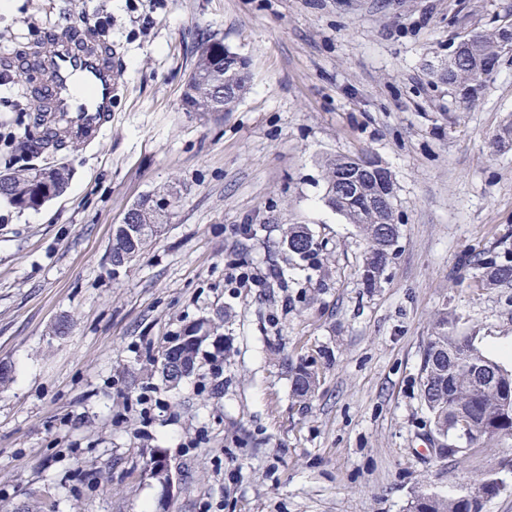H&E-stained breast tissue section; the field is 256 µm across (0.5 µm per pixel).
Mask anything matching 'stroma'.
Wrapping results in <instances>:
<instances>
[{
	"label": "stroma",
	"mask_w": 512,
	"mask_h": 512,
	"mask_svg": "<svg viewBox=\"0 0 512 512\" xmlns=\"http://www.w3.org/2000/svg\"><path fill=\"white\" fill-rule=\"evenodd\" d=\"M0 8V171L62 164L38 208L0 200V512H158L146 462L166 453L168 512H408L492 479L483 512H512V441L442 459L420 398L441 316L499 359L512 283L488 288L472 250L512 252V50L475 100L448 56L512 23V0H6ZM116 55L121 91L95 145L32 152L38 79L16 62L84 14ZM250 63L231 112H187L183 86L208 40ZM370 152L395 184V255L376 287L366 242L325 198V161ZM174 187L166 226L129 267L110 245L126 210ZM303 224L318 265L289 260ZM286 282L228 284L231 266ZM67 335L54 336L59 319ZM218 320L221 364L179 386L152 360L188 324ZM501 359V358H500ZM312 364L307 406L292 370Z\"/></svg>",
	"instance_id": "1"
}]
</instances>
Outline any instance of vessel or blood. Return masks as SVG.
<instances>
[{
    "instance_id": "obj_1",
    "label": "vessel or blood",
    "mask_w": 512,
    "mask_h": 512,
    "mask_svg": "<svg viewBox=\"0 0 512 512\" xmlns=\"http://www.w3.org/2000/svg\"><path fill=\"white\" fill-rule=\"evenodd\" d=\"M30 62L45 74L39 97L51 106L35 115L42 139L100 142L112 125L118 90L111 43L86 27L52 28Z\"/></svg>"
}]
</instances>
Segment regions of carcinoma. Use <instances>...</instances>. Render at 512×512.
<instances>
[{
  "label": "carcinoma",
  "instance_id": "1",
  "mask_svg": "<svg viewBox=\"0 0 512 512\" xmlns=\"http://www.w3.org/2000/svg\"><path fill=\"white\" fill-rule=\"evenodd\" d=\"M507 34H477L471 45L457 53L453 59L451 73L460 81L465 78L478 79L482 64L498 54ZM224 43L214 41L197 57L194 69L199 71H223ZM246 90L245 78H240L238 93L221 99L216 98L210 87H199L193 98V107L198 112H208L220 106L226 112L233 111L236 102ZM10 178L0 186V199L7 200L19 209H35L43 204L54 190H62L69 181V169L57 167L45 180L35 181L30 171L18 169L8 171ZM394 182L386 174L370 182L369 192L376 195L394 196ZM160 207L154 202L143 204L137 215L138 228L129 237L114 235L110 257L115 260L123 255L126 263L137 259L148 241L161 231L169 207ZM342 215L357 225L362 233L367 250L360 271L363 284L375 286L389 266L396 241L393 233L399 230L393 223L392 211L372 214L361 197L350 199L340 206ZM281 243L288 250L289 258H298L311 264L318 262V248L309 229L302 224H289L283 229ZM485 251H472L466 255L464 265L483 269L485 286H498L512 282V261L484 260ZM175 338L174 344L161 354L156 362V371L165 383L181 382L197 368L204 344L218 335L219 326L212 319H203L187 326ZM478 361L493 365L496 377L485 380L472 373ZM317 384V374L309 366H301L293 378V396L301 404L307 403ZM421 397L430 414V425L437 440L441 442V455L455 456L465 448L479 447L493 439L512 438V406L507 404L512 397V371L485 355L474 346L473 337L460 336L448 325V317L440 319L424 349L421 368ZM409 512H471V503L460 498L443 499L436 496L419 495L411 502Z\"/></svg>",
  "mask_w": 512,
  "mask_h": 512
}]
</instances>
